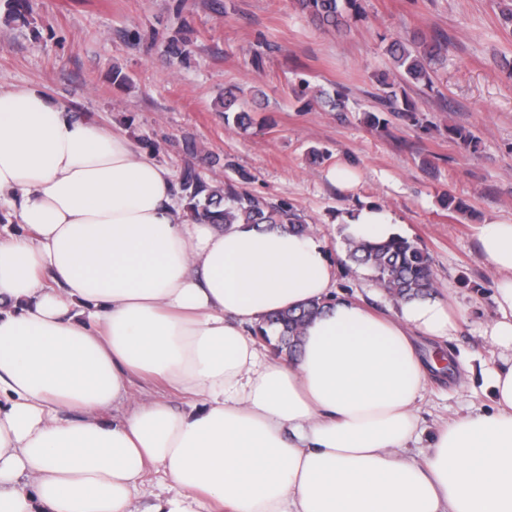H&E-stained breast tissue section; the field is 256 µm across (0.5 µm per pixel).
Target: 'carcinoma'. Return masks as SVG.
Here are the masks:
<instances>
[{"mask_svg":"<svg viewBox=\"0 0 512 512\" xmlns=\"http://www.w3.org/2000/svg\"><path fill=\"white\" fill-rule=\"evenodd\" d=\"M9 15L15 19L27 20L32 8V0H6ZM297 8L310 16L323 31L340 33L352 18L365 14L362 0H295ZM170 56L181 62L191 51L190 41L173 36L167 45ZM446 51L440 42L431 43L414 34L405 40L391 42L386 52L393 60L396 77L407 87L433 86L434 66ZM379 93L375 94L378 108L366 113L369 125L378 131H386L391 115L397 120L419 123L418 108L406 92L394 90V83L383 77L379 80ZM291 94L302 100L316 99L322 91L311 87L301 78L290 86ZM224 111L237 113L236 121L247 128L252 124V116L245 109V102L233 90L224 92ZM248 177L240 176L237 183L208 181L194 168L186 167L180 173L179 197L185 201L183 217L190 220L206 218L218 226L232 224H268L272 227L292 231L299 235L309 231L301 213L286 202L273 203L252 194L246 188ZM347 258L357 266L367 268L374 280L395 302L425 298L432 294L436 282L432 270V260L428 252L417 242L400 235L378 242H356L345 239ZM324 302L312 301L299 310H287L271 316L267 327L278 332L277 354L294 357L300 350L303 325L319 315Z\"/></svg>","mask_w":512,"mask_h":512,"instance_id":"obj_1","label":"carcinoma"}]
</instances>
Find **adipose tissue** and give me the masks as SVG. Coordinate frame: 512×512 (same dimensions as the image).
Segmentation results:
<instances>
[{
    "label": "adipose tissue",
    "instance_id": "1",
    "mask_svg": "<svg viewBox=\"0 0 512 512\" xmlns=\"http://www.w3.org/2000/svg\"><path fill=\"white\" fill-rule=\"evenodd\" d=\"M0 208V512H512V221L478 229L494 409L417 459V401L457 372L418 347L455 330L443 299L377 313L333 298L312 235L181 220L169 169L32 87L0 88ZM396 222L365 206L346 234ZM313 299L299 354L262 359L253 327ZM135 377L186 405L114 418ZM152 470L172 491L136 506Z\"/></svg>",
    "mask_w": 512,
    "mask_h": 512
}]
</instances>
